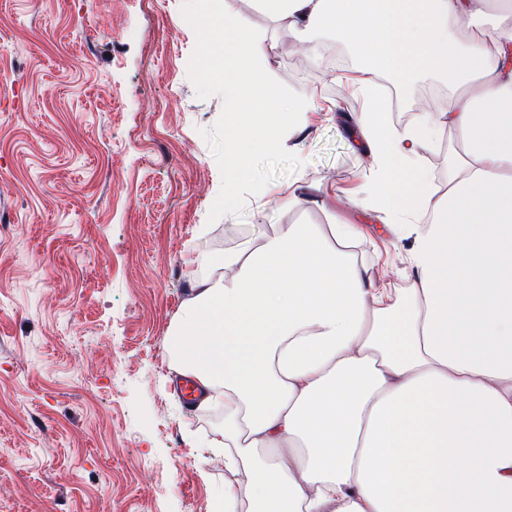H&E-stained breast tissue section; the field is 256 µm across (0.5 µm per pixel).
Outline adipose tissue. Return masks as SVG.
<instances>
[{
  "instance_id": "ef3b65f1",
  "label": "adipose tissue",
  "mask_w": 512,
  "mask_h": 512,
  "mask_svg": "<svg viewBox=\"0 0 512 512\" xmlns=\"http://www.w3.org/2000/svg\"><path fill=\"white\" fill-rule=\"evenodd\" d=\"M258 5L309 55L325 35L361 54L355 143L413 244L406 287L376 286L361 225L284 224L183 305L173 364L224 403L217 512H512V0ZM420 74L448 106L396 127L374 79ZM446 131L437 195L413 163Z\"/></svg>"
}]
</instances>
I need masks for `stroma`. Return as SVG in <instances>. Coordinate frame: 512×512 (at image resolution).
<instances>
[{
  "label": "stroma",
  "instance_id": "stroma-1",
  "mask_svg": "<svg viewBox=\"0 0 512 512\" xmlns=\"http://www.w3.org/2000/svg\"><path fill=\"white\" fill-rule=\"evenodd\" d=\"M183 0H0V512H210L224 456L204 442L220 420L187 409L167 336L206 271L279 224L364 225L373 281L406 285L409 240L368 186L353 146L367 106L345 82L360 60L291 61L255 0H230L277 47L274 78L320 106L285 135L303 162L266 201L209 221L221 173L202 130L222 99L188 75L196 35ZM455 138L420 149L433 188ZM298 189L304 205L278 198Z\"/></svg>",
  "mask_w": 512,
  "mask_h": 512
}]
</instances>
